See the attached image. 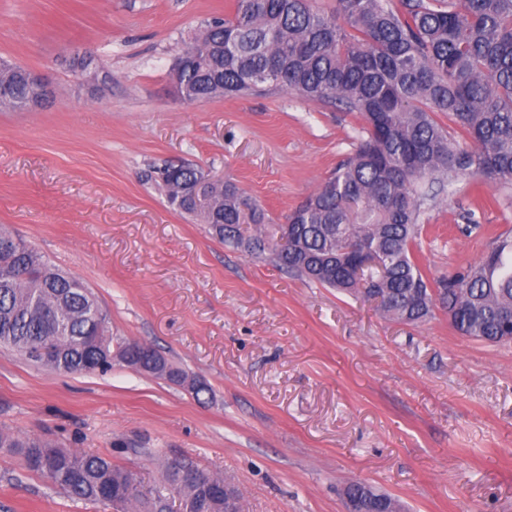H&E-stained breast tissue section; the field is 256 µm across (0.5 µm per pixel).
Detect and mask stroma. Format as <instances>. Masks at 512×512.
<instances>
[{
	"mask_svg": "<svg viewBox=\"0 0 512 512\" xmlns=\"http://www.w3.org/2000/svg\"><path fill=\"white\" fill-rule=\"evenodd\" d=\"M233 0H0V59L52 97L0 109V224L83 280L113 343L152 346L201 397L113 363L62 375L0 347V432L102 455L161 483L186 458L228 478L246 512H345L371 485L407 512H512V342L419 324L224 245L141 178L197 164L284 221L353 150L355 114L294 94L180 102L170 71ZM92 52L88 84L67 60ZM482 234L461 236L467 214ZM429 280L478 261L512 228V185L456 175L423 216ZM0 512H101L0 449Z\"/></svg>",
	"mask_w": 512,
	"mask_h": 512,
	"instance_id": "obj_1",
	"label": "stroma"
}]
</instances>
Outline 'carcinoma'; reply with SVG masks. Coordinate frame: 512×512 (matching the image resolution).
Wrapping results in <instances>:
<instances>
[{"label":"carcinoma","mask_w":512,"mask_h":512,"mask_svg":"<svg viewBox=\"0 0 512 512\" xmlns=\"http://www.w3.org/2000/svg\"><path fill=\"white\" fill-rule=\"evenodd\" d=\"M176 60L171 81L187 105L278 90L354 112L363 126L350 156L288 214L294 244L286 249L268 241L274 220L256 199L230 182H201L194 164L146 174L170 206L234 248L243 246L240 226H250L247 251H267L281 269L322 287L377 294L385 317L419 323L439 305L454 312L463 336L512 340V250L503 251V235L434 287L413 251L422 208L450 175L512 183V0H335L330 12L313 0H235L232 15L208 21ZM32 75L0 61V108H30ZM365 248L385 272L371 269L360 281L347 266ZM97 334L99 344L82 340ZM0 344L66 374L103 372L114 353L146 369L161 358L135 341L112 350L107 314L88 286L3 225ZM0 448L18 449L26 469L105 512H171L170 487L182 471L197 482L180 490L179 512H224L220 479L189 460L167 461L165 483L132 493L131 471L108 457L2 432ZM345 493L368 509L400 506L386 493L366 497L359 483Z\"/></svg>","instance_id":"obj_1"}]
</instances>
